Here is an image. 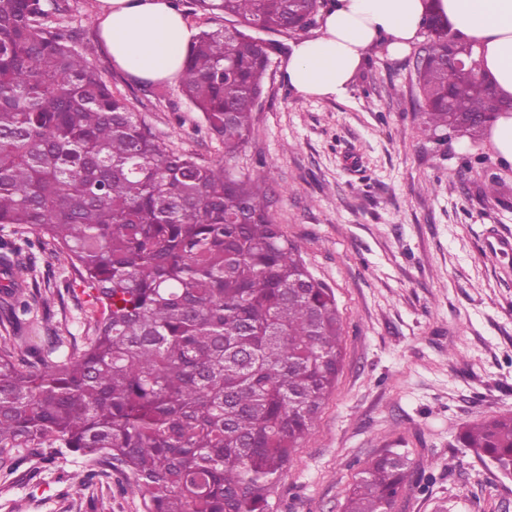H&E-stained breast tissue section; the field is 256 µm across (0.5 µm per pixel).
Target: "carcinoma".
<instances>
[{
	"mask_svg": "<svg viewBox=\"0 0 512 512\" xmlns=\"http://www.w3.org/2000/svg\"><path fill=\"white\" fill-rule=\"evenodd\" d=\"M65 2L0 0V225L37 229L77 269L88 332L34 335L32 305L51 298L0 243V471L65 452L84 461L79 486L124 474L147 512H269L336 383L342 322L274 220L268 173L227 163L284 49L250 31H304L323 0H193L232 22L197 34L178 81L224 145L217 165L172 149L101 80L93 49L51 21ZM420 56L422 136H481L504 102L469 70L471 47L434 18ZM458 442L512 477V414ZM411 476L382 451L342 512H392Z\"/></svg>",
	"mask_w": 512,
	"mask_h": 512,
	"instance_id": "1",
	"label": "carcinoma"
}]
</instances>
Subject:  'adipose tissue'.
Returning <instances> with one entry per match:
<instances>
[{"mask_svg": "<svg viewBox=\"0 0 512 512\" xmlns=\"http://www.w3.org/2000/svg\"><path fill=\"white\" fill-rule=\"evenodd\" d=\"M99 2V35L114 66L137 78L176 82L195 31L171 0ZM433 16L471 43L479 73L500 98L512 100V0H330L318 34L294 43L284 79L305 96L342 97L373 45L404 56Z\"/></svg>", "mask_w": 512, "mask_h": 512, "instance_id": "1", "label": "adipose tissue"}]
</instances>
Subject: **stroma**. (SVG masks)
<instances>
[{"mask_svg": "<svg viewBox=\"0 0 512 512\" xmlns=\"http://www.w3.org/2000/svg\"><path fill=\"white\" fill-rule=\"evenodd\" d=\"M77 28L113 91L151 131L205 165L224 146L177 84L159 94L118 71L99 49V0H68ZM277 52L233 171L269 170L273 217L335 294L343 321L336 387L273 489L271 512H341L357 472L381 449L408 452L423 481L392 512H512V479L459 447L464 424L512 413V163L491 135L420 137L413 55L369 54L339 99L288 87ZM495 197L483 195L488 180ZM30 246L54 303L45 326L86 334L69 262L46 265L38 234L0 230ZM83 466L42 465L37 479L0 472V512H67ZM83 512H146L118 477L82 490Z\"/></svg>", "mask_w": 512, "mask_h": 512, "instance_id": "1", "label": "stroma"}]
</instances>
